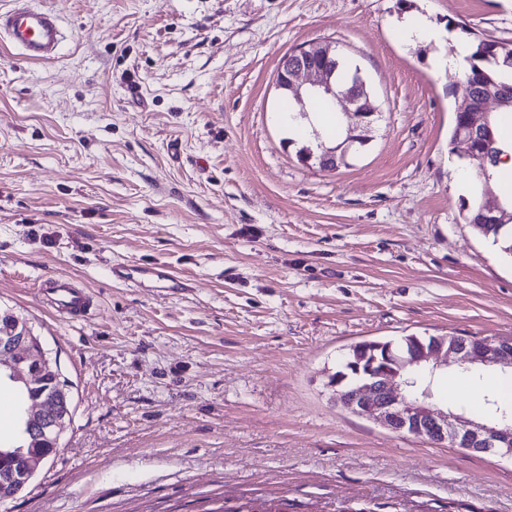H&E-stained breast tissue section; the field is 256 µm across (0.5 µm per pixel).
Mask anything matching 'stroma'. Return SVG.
I'll return each mask as SVG.
<instances>
[{
    "mask_svg": "<svg viewBox=\"0 0 512 512\" xmlns=\"http://www.w3.org/2000/svg\"><path fill=\"white\" fill-rule=\"evenodd\" d=\"M58 57L0 43V307L73 397L61 449L0 512H512V461L384 429L327 386L349 348L512 338V261L460 215L469 33L512 39V0H32ZM425 14L441 44L407 43ZM329 42L379 108L349 165L288 143L281 57ZM162 265L178 287L113 279ZM91 296L60 316L39 280ZM438 405H512L457 370Z\"/></svg>",
    "mask_w": 512,
    "mask_h": 512,
    "instance_id": "stroma-1",
    "label": "stroma"
}]
</instances>
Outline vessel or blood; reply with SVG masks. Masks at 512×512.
Instances as JSON below:
<instances>
[{
	"label": "vessel or blood",
	"instance_id": "vessel-or-blood-1",
	"mask_svg": "<svg viewBox=\"0 0 512 512\" xmlns=\"http://www.w3.org/2000/svg\"><path fill=\"white\" fill-rule=\"evenodd\" d=\"M0 39L18 49L27 62L41 63L56 58L62 33L53 12L15 6L0 10ZM114 274L123 280L135 281L144 277L162 278L166 271L161 266H122L116 268ZM50 285L52 301L60 310L75 313L90 303L88 293L74 287L69 278L54 277Z\"/></svg>",
	"mask_w": 512,
	"mask_h": 512
}]
</instances>
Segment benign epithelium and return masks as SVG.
I'll return each instance as SVG.
<instances>
[{
  "mask_svg": "<svg viewBox=\"0 0 512 512\" xmlns=\"http://www.w3.org/2000/svg\"><path fill=\"white\" fill-rule=\"evenodd\" d=\"M319 46L320 43L313 42L286 56L290 60L288 82L279 80L276 87L288 88L295 104L302 109L311 90H323L345 113L357 118L346 131L349 141H359L370 126L373 109L355 90L335 91L322 66L305 63V58L313 57ZM510 101L512 85L506 84L470 87L458 101V111L468 118V133L463 138L467 154L484 169L493 161V151L487 147L479 152L474 142L490 143L491 112ZM508 219L500 199L487 190L480 222L502 225ZM13 323L14 329L0 333V371H7L12 381L28 390V399L20 404L19 412L31 447L42 446L49 436L58 447L72 417L69 386L49 366L33 330L16 316ZM350 354L347 370L351 375H332L327 383L337 404L394 433H408L432 444L512 460V421H476L434 403L428 388L413 391L418 384L417 374L434 373L443 367L483 365L512 369V339L462 338L451 342L447 336L411 335L398 343L361 341L351 347ZM44 461L45 456L34 451L20 456L16 468L0 476V503L22 496Z\"/></svg>",
  "mask_w": 512,
  "mask_h": 512,
  "instance_id": "1",
  "label": "benign epithelium"
}]
</instances>
